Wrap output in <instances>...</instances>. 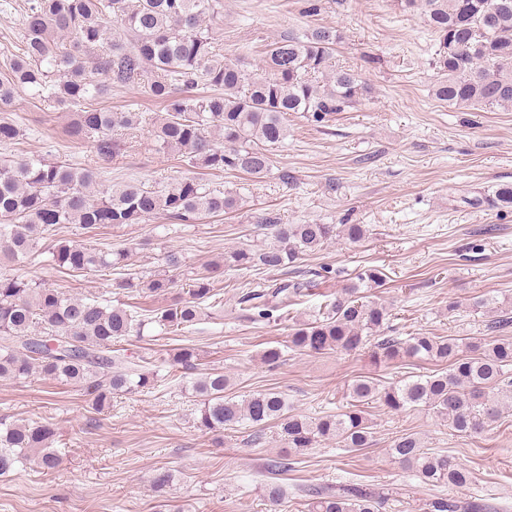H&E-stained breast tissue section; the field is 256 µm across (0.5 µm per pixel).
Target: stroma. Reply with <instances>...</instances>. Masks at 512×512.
Here are the masks:
<instances>
[{
	"label": "stroma",
	"instance_id": "obj_1",
	"mask_svg": "<svg viewBox=\"0 0 512 512\" xmlns=\"http://www.w3.org/2000/svg\"><path fill=\"white\" fill-rule=\"evenodd\" d=\"M311 1L223 0L215 44L225 57L252 68L265 45L283 34L331 27L340 36L337 66L355 70L369 93L357 107L321 122L306 112L290 116L286 145L276 151L266 177L208 174L210 187L237 194L233 214L192 224L162 225L151 218L100 230L98 247L131 248L125 271L134 277L166 273L168 250L183 256L174 288L147 298V309H164L183 297L190 273L209 263L217 266L224 302L207 307L191 329L164 333L151 324L143 337L121 342L123 354L156 370L159 382L149 393L115 396L108 411L95 412L82 391L38 374L0 379V417L53 422L60 457L52 471L31 464L0 477V512H307L301 488L349 484L389 491L382 512H418L429 493L389 453L408 432L471 473V483L452 489V496H484L512 510V409L478 438L467 439L430 410L393 411L372 399L364 406L373 425L369 448L353 451L328 440L299 456L292 469L272 475L267 465L284 451L275 427L267 426L257 440L242 426L201 430L189 390L192 374L169 364L173 349L189 345L199 353V370L230 376L232 394L270 389L283 393L297 414H336L346 410L347 389L358 376L389 386L436 370L413 358L376 365L365 351L287 349L290 318L317 315L363 268L385 274V285L365 294L387 302V333L402 339L424 333L486 342L496 336L495 315L476 308V301L512 303V208L494 203L498 186L512 184V110L458 108L436 99V36L398 0H315V14L308 11ZM103 105L141 115L119 156L99 159L92 143L66 136L68 112L21 92L5 115L22 135L16 144L0 146V158L45 156L91 166L100 172L102 190L131 179L158 188L194 175V168L154 150L148 131L160 107L144 85L113 91ZM283 170L289 181L280 180ZM268 212L289 224L369 229L361 242L340 237L298 260L297 276L315 285L294 299L287 317L270 322L251 319L238 296L246 283L272 279V272L223 264L229 251L270 242L268 230L255 223ZM16 272L77 297L115 306L127 301L112 272L65 271L46 251L19 265L0 261L1 274ZM274 346L283 348L284 358L270 366L261 354ZM163 471L172 479L159 491L152 480ZM272 480L287 492L279 507L263 497Z\"/></svg>",
	"mask_w": 512,
	"mask_h": 512
}]
</instances>
